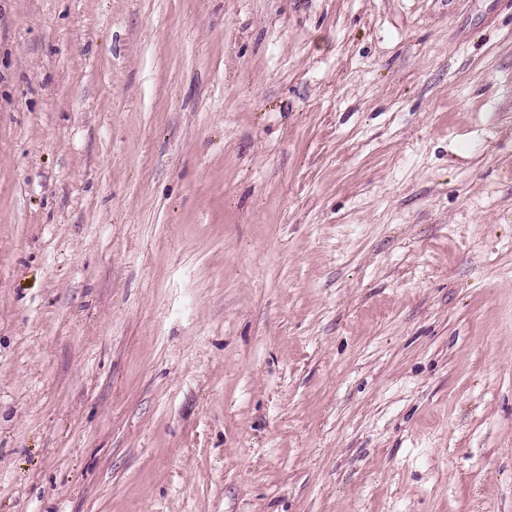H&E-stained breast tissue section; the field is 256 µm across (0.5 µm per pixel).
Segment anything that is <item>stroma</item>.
Listing matches in <instances>:
<instances>
[{
	"mask_svg": "<svg viewBox=\"0 0 512 512\" xmlns=\"http://www.w3.org/2000/svg\"><path fill=\"white\" fill-rule=\"evenodd\" d=\"M0 512H512V0H0Z\"/></svg>",
	"mask_w": 512,
	"mask_h": 512,
	"instance_id": "35a3bbf8",
	"label": "stroma"
}]
</instances>
